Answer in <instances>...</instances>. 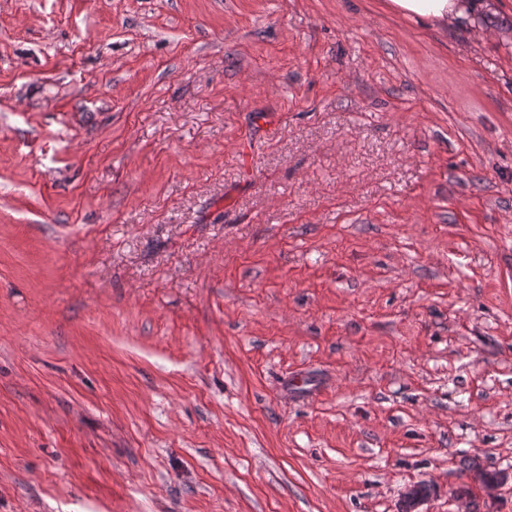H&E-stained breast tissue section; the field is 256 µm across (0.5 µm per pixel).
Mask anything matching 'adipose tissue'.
I'll use <instances>...</instances> for the list:
<instances>
[{"label":"adipose tissue","instance_id":"obj_1","mask_svg":"<svg viewBox=\"0 0 512 512\" xmlns=\"http://www.w3.org/2000/svg\"><path fill=\"white\" fill-rule=\"evenodd\" d=\"M388 8L438 27L466 19L483 28L499 14L496 0H388Z\"/></svg>","mask_w":512,"mask_h":512}]
</instances>
